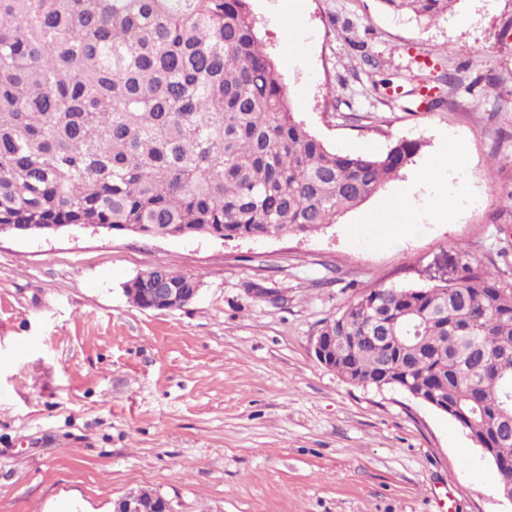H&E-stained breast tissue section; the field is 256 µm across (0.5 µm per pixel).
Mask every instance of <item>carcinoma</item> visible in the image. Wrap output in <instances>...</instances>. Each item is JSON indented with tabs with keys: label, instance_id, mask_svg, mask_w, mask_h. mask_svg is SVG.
<instances>
[{
	"label": "carcinoma",
	"instance_id": "carcinoma-1",
	"mask_svg": "<svg viewBox=\"0 0 512 512\" xmlns=\"http://www.w3.org/2000/svg\"><path fill=\"white\" fill-rule=\"evenodd\" d=\"M440 17L456 0H379ZM421 149L329 150L294 117L250 0H0V227L147 237L307 235L398 178ZM462 253V275L370 287L324 328L359 336L336 371L355 386L448 402L512 472V283ZM177 288L198 279L153 270ZM138 277L125 284L145 307ZM386 336L375 344L371 335Z\"/></svg>",
	"mask_w": 512,
	"mask_h": 512
}]
</instances>
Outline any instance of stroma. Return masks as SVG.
I'll use <instances>...</instances> for the list:
<instances>
[{
	"instance_id": "1",
	"label": "stroma",
	"mask_w": 512,
	"mask_h": 512,
	"mask_svg": "<svg viewBox=\"0 0 512 512\" xmlns=\"http://www.w3.org/2000/svg\"><path fill=\"white\" fill-rule=\"evenodd\" d=\"M251 0L298 120L330 149L422 145L375 207L426 187L460 150L479 197L455 223L412 232L362 209L302 237L157 239L89 229L0 236V512H113L132 489L179 512H512L465 431L402 392L357 387L313 342L367 288L455 278L458 251L512 282V0H457L429 23L379 0ZM388 74L446 76L420 94L373 91ZM156 266L198 297L143 309L124 284Z\"/></svg>"
}]
</instances>
